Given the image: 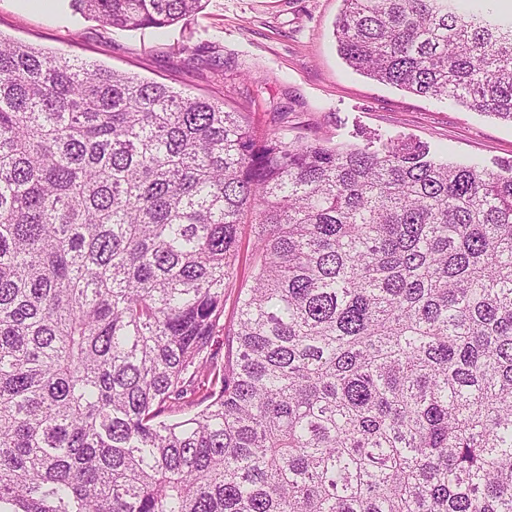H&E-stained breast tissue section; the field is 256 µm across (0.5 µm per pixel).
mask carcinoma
Returning <instances> with one entry per match:
<instances>
[{
    "label": "carcinoma",
    "mask_w": 512,
    "mask_h": 512,
    "mask_svg": "<svg viewBox=\"0 0 512 512\" xmlns=\"http://www.w3.org/2000/svg\"><path fill=\"white\" fill-rule=\"evenodd\" d=\"M343 2L350 67L512 123V26ZM0 512H512V176L0 35ZM250 233V227L248 225H244L242 229V254H243V263H242V271L240 278L238 277L237 281H233V284L230 288H227L226 290V304H224V322L226 324L229 323V321L233 318V302L237 294L238 287L241 285V283H245L247 280H250L249 275V256H247V242L249 238ZM247 258V263L245 259Z\"/></svg>",
    "instance_id": "obj_1"
}]
</instances>
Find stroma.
Wrapping results in <instances>:
<instances>
[{
	"label": "stroma",
	"mask_w": 512,
	"mask_h": 512,
	"mask_svg": "<svg viewBox=\"0 0 512 512\" xmlns=\"http://www.w3.org/2000/svg\"><path fill=\"white\" fill-rule=\"evenodd\" d=\"M52 13L0 0V33L175 88L246 106L258 130L285 113L289 135L381 149L398 138L441 162L512 172V123L417 96L347 65L342 0H207L187 23L109 31L52 0Z\"/></svg>",
	"instance_id": "1"
}]
</instances>
